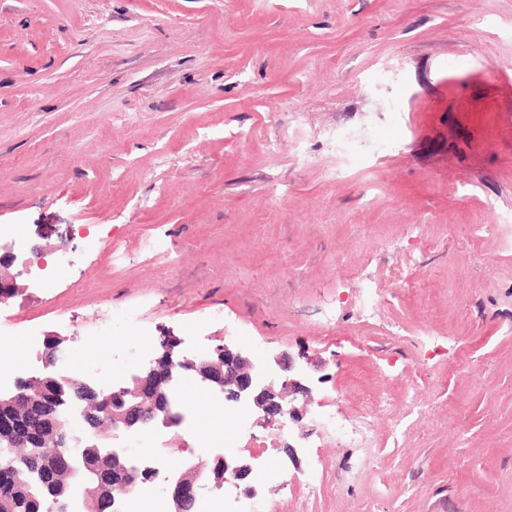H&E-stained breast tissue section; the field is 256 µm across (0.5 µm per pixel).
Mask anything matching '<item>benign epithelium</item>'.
<instances>
[{
  "label": "benign epithelium",
  "mask_w": 512,
  "mask_h": 512,
  "mask_svg": "<svg viewBox=\"0 0 512 512\" xmlns=\"http://www.w3.org/2000/svg\"><path fill=\"white\" fill-rule=\"evenodd\" d=\"M17 256L7 245H0V298L19 290L13 272ZM19 264L28 266L31 260ZM67 337L47 334L44 352L37 353L43 371L18 383L16 389L0 392V437H10L17 446L27 448L41 442H53L63 449L61 456L44 465L40 474L44 485L55 482L57 474L65 471L71 478L69 501L77 503L82 512H114L116 496H132L138 490V479L145 469L133 459L119 438L141 431L146 421H153L167 430H174L184 421L175 401L169 399L177 383L192 377L202 385L224 395L228 404H250L263 413L265 421L299 423L302 409L293 404V397L308 396L309 388L302 383L303 373L292 359L275 355L264 363L232 339L194 356L181 355L177 345L163 340L160 350L143 364L126 385L102 390L87 380L72 381L66 376L65 343ZM58 377V387L47 398L43 385L50 379L47 370ZM282 378L280 390L272 386L273 378ZM112 404V442L101 441L102 422L88 419L91 401ZM98 448L105 465L90 467L85 451ZM215 464L224 469L220 481L212 480L208 462L194 455L182 459V464L169 470L164 492L171 503V512H190L198 495L212 491L234 480L244 482L254 472L253 466L238 457H219ZM114 473L115 493L102 499L90 500L87 488L91 484L105 486L102 473ZM23 484L20 470L0 466V493L12 494Z\"/></svg>",
  "instance_id": "1"
}]
</instances>
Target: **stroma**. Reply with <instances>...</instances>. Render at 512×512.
Returning a JSON list of instances; mask_svg holds the SVG:
<instances>
[{"label":"stroma","mask_w":512,"mask_h":512,"mask_svg":"<svg viewBox=\"0 0 512 512\" xmlns=\"http://www.w3.org/2000/svg\"><path fill=\"white\" fill-rule=\"evenodd\" d=\"M505 80L512 0H0V226L81 258L0 338L38 326L91 366L135 304L122 336L189 354L203 322L206 347L305 356L306 439L253 411L235 448L268 512H512ZM344 130L381 149L332 182ZM392 268L400 298L327 316ZM369 397L368 447L317 425Z\"/></svg>","instance_id":"obj_1"}]
</instances>
